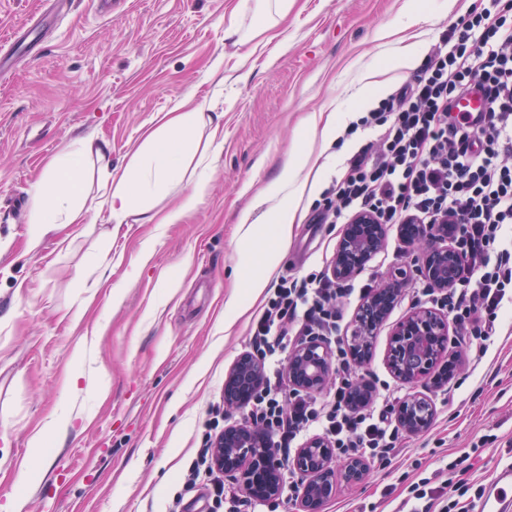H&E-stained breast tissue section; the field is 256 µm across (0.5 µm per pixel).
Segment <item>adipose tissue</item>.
<instances>
[{
	"label": "adipose tissue",
	"mask_w": 512,
	"mask_h": 512,
	"mask_svg": "<svg viewBox=\"0 0 512 512\" xmlns=\"http://www.w3.org/2000/svg\"><path fill=\"white\" fill-rule=\"evenodd\" d=\"M204 119L203 104L183 99L167 112L165 120L149 131L134 153L129 167L120 177L99 182L98 206L107 208L115 223L134 220L138 224H178L194 208L206 189L205 172L188 173L184 165L187 151L197 146V131ZM336 138V119L325 122L311 118L303 122L300 148L284 163L281 174L268 185L256 201L263 207L267 223L242 215L238 252V270L243 276L242 293L232 296L225 305L226 314H234L245 298L262 293L270 284L271 274L280 263L282 247L291 230L295 203L309 188L301 173L316 142ZM86 172L82 162L50 164L38 182L30 204V249H37L44 237L60 224H81L89 211V197L84 189ZM189 181L192 189L166 212L155 211L151 201L165 185Z\"/></svg>",
	"instance_id": "obj_1"
}]
</instances>
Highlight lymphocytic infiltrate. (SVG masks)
Listing matches in <instances>:
<instances>
[{
    "mask_svg": "<svg viewBox=\"0 0 512 512\" xmlns=\"http://www.w3.org/2000/svg\"><path fill=\"white\" fill-rule=\"evenodd\" d=\"M478 89L485 115L453 109ZM370 131L371 140L348 159L325 190L317 224H346L360 213L380 224H459L462 265L448 292L425 286V297L447 307L478 354L497 332L498 313L512 302V0H478L433 44L416 74L378 100L344 129V138ZM328 274L281 277L255 316L251 355L263 379L246 405L252 426L281 450L305 432L322 430L342 455L390 460L401 432L389 408L352 409L355 380L339 358L327 406L310 393L287 389L282 356L295 341L314 336L335 341L339 304L350 296ZM212 446L198 449L188 467L190 484L221 512H257L245 491L226 485L212 465Z\"/></svg>",
    "mask_w": 512,
    "mask_h": 512,
    "instance_id": "obj_1",
    "label": "lymphocytic infiltrate"
}]
</instances>
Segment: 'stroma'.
I'll return each mask as SVG.
<instances>
[{"label":"stroma","instance_id":"1","mask_svg":"<svg viewBox=\"0 0 512 512\" xmlns=\"http://www.w3.org/2000/svg\"><path fill=\"white\" fill-rule=\"evenodd\" d=\"M474 0H423L429 20L421 52ZM400 0H294L274 31L258 0H119L100 16L94 0H73L50 26L36 60L0 81V504L14 495L23 512H209L183 475L201 448L213 404L234 363L250 351L259 303L232 326L224 302L240 291L238 219L281 170L310 113L351 109L352 87L372 69L389 94L410 74L386 66L378 31L403 25ZM258 49L242 59L224 38L229 16ZM247 80H240V73ZM189 97L221 114L219 133L199 130L209 182L178 224H117L108 210L50 233L28 249V205L48 163L90 140L109 146L106 162L86 157L89 172L118 175L175 101ZM347 160L315 148L305 169L314 185L295 207L293 227L272 280L332 268L343 232L312 224L323 192ZM413 254L396 225L352 278L374 289ZM99 269H91V262ZM425 279L412 273L355 366L378 405L410 394L435 408L423 434H404L390 463L369 459L366 478L337 482L322 512H408L410 488H464L462 512L498 463L512 459V309L481 363L464 355V332L451 327L462 355L453 379L407 384L386 363L393 327L429 306ZM70 420L45 447L31 436L50 419ZM43 461L42 482L23 485L26 466Z\"/></svg>","mask_w":512,"mask_h":512}]
</instances>
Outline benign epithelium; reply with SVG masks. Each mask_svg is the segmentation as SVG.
Masks as SVG:
<instances>
[{"label":"benign epithelium","mask_w":512,"mask_h":512,"mask_svg":"<svg viewBox=\"0 0 512 512\" xmlns=\"http://www.w3.org/2000/svg\"><path fill=\"white\" fill-rule=\"evenodd\" d=\"M457 224L399 225L402 241L412 248L417 271L435 288L445 291L454 286L460 266L455 248ZM386 225L370 214L356 216L345 226L338 243L333 275L345 280L362 269L381 248ZM406 271H396L391 281L374 291L359 309L349 347L363 352L372 345L377 328L400 297ZM449 324L445 315L429 309L412 311L394 328L386 360L392 374L405 383L429 380L433 383L452 374L459 365V355L448 350ZM289 381L298 389L317 392L329 382L332 369L323 343L308 339L298 344L290 355ZM263 375L262 365L249 355L242 356L224 381L227 405L244 407ZM400 425L410 434L426 432L434 410L419 393L409 396L397 410ZM335 448L323 438H313L297 449L293 468L303 477L302 512H322L332 494L336 478L353 483L364 478L366 464L350 460L336 471ZM215 466L229 475H239L244 489L264 499L278 497L282 490L281 467L270 445L260 432L245 425L229 426L214 447Z\"/></svg>","instance_id":"obj_1"}]
</instances>
